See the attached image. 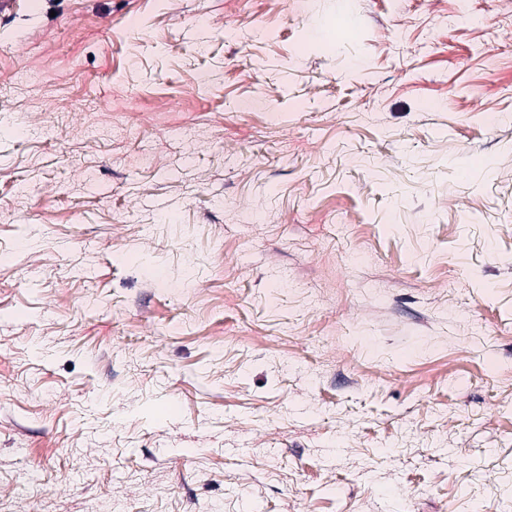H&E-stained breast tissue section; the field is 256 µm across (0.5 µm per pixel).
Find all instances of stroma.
Wrapping results in <instances>:
<instances>
[{
  "label": "stroma",
  "instance_id": "1",
  "mask_svg": "<svg viewBox=\"0 0 512 512\" xmlns=\"http://www.w3.org/2000/svg\"><path fill=\"white\" fill-rule=\"evenodd\" d=\"M0 14L12 512H512V0Z\"/></svg>",
  "mask_w": 512,
  "mask_h": 512
}]
</instances>
